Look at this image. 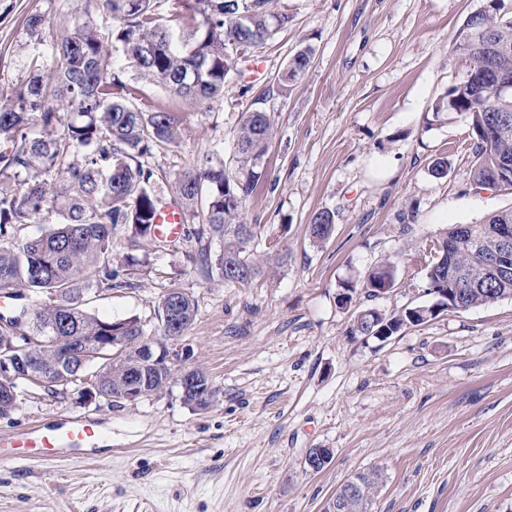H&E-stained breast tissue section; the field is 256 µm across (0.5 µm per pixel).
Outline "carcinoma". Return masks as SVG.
Listing matches in <instances>:
<instances>
[{"label": "carcinoma", "instance_id": "cac0c4a2", "mask_svg": "<svg viewBox=\"0 0 512 512\" xmlns=\"http://www.w3.org/2000/svg\"><path fill=\"white\" fill-rule=\"evenodd\" d=\"M161 0H84L61 42L52 46L56 64L46 68L32 59L28 79L16 86L6 103L0 102V177L26 174L14 185L0 180V290L25 289L43 296L33 313L0 312V347L26 324L42 342L18 345L20 364L46 376L54 387L83 383L90 366L100 394L116 397L137 371L135 346L116 354L97 350L104 336H145L137 317L102 320L85 308L81 296L121 287L112 270V231L132 226L142 237L155 238L158 201L150 189L156 174L143 159L178 139L177 122L168 112H142L133 104L138 89L112 69L109 43L99 34L94 15L104 11L121 22L115 33L128 65L140 79L158 83L177 95L201 101L224 93L227 68L225 45L246 56L266 44L288 14L270 9L272 0H181L182 11L161 15ZM482 22L503 49L494 65L512 74V16L488 2ZM312 50H298L288 63L286 78L299 76L310 63ZM480 92L455 85L433 105V118L443 112H466L473 144L470 175L482 187L494 188V160L512 163V94L502 95L485 82L484 56L463 53ZM38 126L40 132L31 135ZM270 115L262 110L246 114L236 137L238 170L206 158L179 174V199L184 219H201L198 238L218 240L220 252L211 258L200 253L204 265L214 264L222 280L244 283L257 267L247 257L253 235L238 221L263 172L262 160L272 138ZM49 214L58 217L41 236L17 242L15 228ZM512 225V208L491 214L462 233L452 225L444 237L453 240L454 265L479 284L462 290L468 308L488 306L512 298V280L487 275L473 256L474 247L496 246L492 229ZM334 214L322 211L310 225L316 243L334 232ZM447 259L428 270L432 288H454L444 273ZM396 268L384 263L363 282L370 291L395 280ZM175 301L181 332L195 319L193 300L180 289L168 290L158 306L164 322L166 303ZM25 370L14 365L0 372V414L18 406L19 382ZM350 480L366 493L351 512H368L372 493L381 480L378 469L364 470Z\"/></svg>", "mask_w": 512, "mask_h": 512}]
</instances>
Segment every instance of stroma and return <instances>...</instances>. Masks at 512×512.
Instances as JSON below:
<instances>
[{
	"mask_svg": "<svg viewBox=\"0 0 512 512\" xmlns=\"http://www.w3.org/2000/svg\"><path fill=\"white\" fill-rule=\"evenodd\" d=\"M485 0H273L290 21L255 55L257 75H230L222 97L195 103L142 81L136 107L178 123L176 144L148 165L152 190L177 199L178 173L205 157L234 167L246 113H270L265 179L240 219L254 225L248 251L261 272L227 285L199 262L187 224L163 246L115 231L113 268L141 265L123 287L90 299L101 319H141L148 334L171 287L194 300L189 330L168 346L175 371L209 379L206 408L177 383L133 403L86 401L19 385V405L0 415V436L93 417L95 448H66L49 465L0 464V512H321L355 473L381 470L369 512H512V298L443 311L381 342L353 337V310L338 295L356 285L359 308L396 313L431 304L422 250L452 225L479 224L512 207V190L473 183L465 114L433 118L432 106L463 80L451 46ZM83 0H0V98L48 55ZM46 18L40 39L29 15ZM311 47L306 71L279 78ZM447 159L437 178L433 163ZM335 214L324 243L309 235L321 211ZM396 267L393 289L368 296L375 266ZM334 455L320 472L308 449Z\"/></svg>",
	"mask_w": 512,
	"mask_h": 512,
	"instance_id": "stroma-1",
	"label": "stroma"
}]
</instances>
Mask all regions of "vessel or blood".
I'll use <instances>...</instances> for the list:
<instances>
[{"instance_id": "vessel-or-blood-1", "label": "vessel or blood", "mask_w": 512, "mask_h": 512, "mask_svg": "<svg viewBox=\"0 0 512 512\" xmlns=\"http://www.w3.org/2000/svg\"><path fill=\"white\" fill-rule=\"evenodd\" d=\"M157 233L162 240L174 241L184 234L180 209L176 201L163 203L157 216ZM99 439L96 426L91 419L81 418L71 421L62 430L45 432L38 428L0 440V463L8 464L16 460L17 449H26L27 455L42 462L55 460L59 450L71 448H91Z\"/></svg>"}]
</instances>
